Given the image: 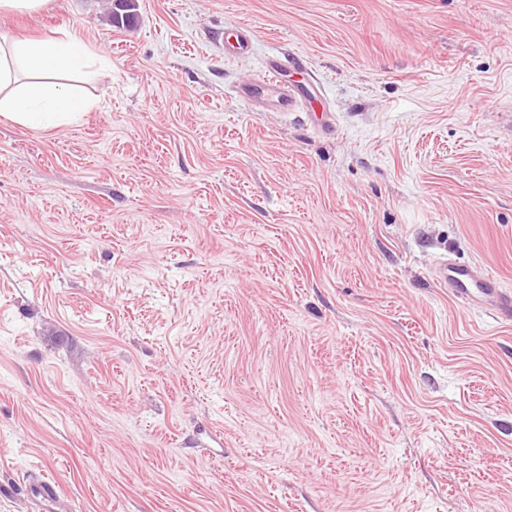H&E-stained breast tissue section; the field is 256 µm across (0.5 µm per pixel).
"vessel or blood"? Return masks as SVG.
Segmentation results:
<instances>
[{
  "label": "vessel or blood",
  "instance_id": "vessel-or-blood-1",
  "mask_svg": "<svg viewBox=\"0 0 512 512\" xmlns=\"http://www.w3.org/2000/svg\"><path fill=\"white\" fill-rule=\"evenodd\" d=\"M250 45L246 28L236 24L225 28L226 56L246 54ZM236 95L254 112H296L306 108L310 100L306 87L288 82L285 65L274 58L261 78L242 84ZM435 279L465 305L486 309L497 320L512 322V293L501 288L498 278L484 268L448 261L438 266ZM27 495L40 512H59L62 506L56 486L42 478L29 483Z\"/></svg>",
  "mask_w": 512,
  "mask_h": 512
}]
</instances>
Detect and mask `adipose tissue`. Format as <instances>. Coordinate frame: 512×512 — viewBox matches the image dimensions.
<instances>
[{
    "mask_svg": "<svg viewBox=\"0 0 512 512\" xmlns=\"http://www.w3.org/2000/svg\"><path fill=\"white\" fill-rule=\"evenodd\" d=\"M99 57L73 36L17 39L0 34V117L30 128L80 121L93 103L75 76H92Z\"/></svg>",
    "mask_w": 512,
    "mask_h": 512,
    "instance_id": "adipose-tissue-1",
    "label": "adipose tissue"
}]
</instances>
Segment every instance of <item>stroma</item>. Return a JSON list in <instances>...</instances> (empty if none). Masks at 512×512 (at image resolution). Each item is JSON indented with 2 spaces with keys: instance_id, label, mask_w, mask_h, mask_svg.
I'll list each match as a JSON object with an SVG mask.
<instances>
[{
  "instance_id": "stroma-1",
  "label": "stroma",
  "mask_w": 512,
  "mask_h": 512,
  "mask_svg": "<svg viewBox=\"0 0 512 512\" xmlns=\"http://www.w3.org/2000/svg\"><path fill=\"white\" fill-rule=\"evenodd\" d=\"M110 4L0 14L104 60L0 117V512H512V324L432 274L512 290V0ZM251 45L250 31L232 24L224 29V55L228 57L246 54ZM287 67L276 58L270 59L265 74L242 84L236 96L245 102L252 112H298L305 110L310 101L308 88L295 85L286 79ZM435 279L465 305L485 308L496 320L512 322V294L484 268L448 261L438 266ZM29 499L36 503L39 510H60L62 501L57 486L46 481L43 477L33 479L27 487Z\"/></svg>"
}]
</instances>
